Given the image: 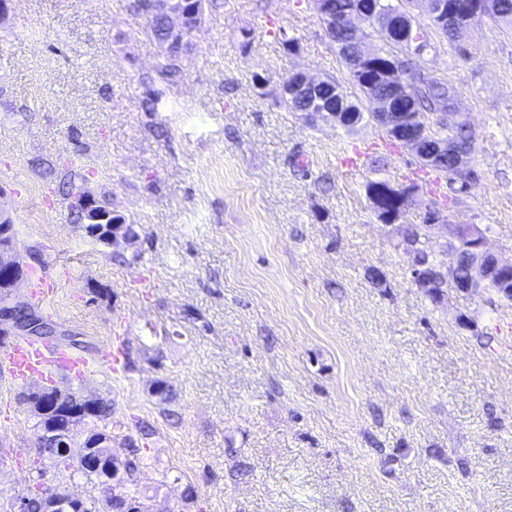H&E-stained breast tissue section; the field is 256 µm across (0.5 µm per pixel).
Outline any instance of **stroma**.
Here are the masks:
<instances>
[{"label": "stroma", "mask_w": 512, "mask_h": 512, "mask_svg": "<svg viewBox=\"0 0 512 512\" xmlns=\"http://www.w3.org/2000/svg\"><path fill=\"white\" fill-rule=\"evenodd\" d=\"M130 0H13L0 22V204L23 261L55 284L41 313L120 374L55 386L110 401L123 454L147 428L136 489L147 512H512V303L416 288L399 246L434 196L415 155L289 110L303 70L363 98L316 0H217L176 82ZM418 21L416 62L455 89L477 177L430 242L450 266L452 227H487L512 262V33L486 20L462 53ZM283 38L270 35V28ZM296 39L288 49L287 39ZM156 109L144 111L147 97ZM368 147L363 169L341 165ZM86 184L135 232L85 234L39 164ZM418 187L381 223L369 180ZM26 387L0 370V506L35 486L82 499L105 485L39 456Z\"/></svg>", "instance_id": "1"}]
</instances>
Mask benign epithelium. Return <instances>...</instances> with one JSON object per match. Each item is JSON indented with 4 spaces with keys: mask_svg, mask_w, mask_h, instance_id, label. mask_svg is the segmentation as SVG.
Listing matches in <instances>:
<instances>
[{
    "mask_svg": "<svg viewBox=\"0 0 512 512\" xmlns=\"http://www.w3.org/2000/svg\"><path fill=\"white\" fill-rule=\"evenodd\" d=\"M317 2L327 30L344 29L355 45L356 51L352 57L355 72L361 71L365 62L374 56L365 47L364 36L356 24L358 20L373 25L385 38L393 36L398 30L402 31V42L409 46L414 43L412 30L408 28V24L412 23L411 10L423 2L427 4L431 16L440 19L442 23H448L449 32L459 35L464 31V27L457 26L456 9L448 7L447 0H405V7L397 13L389 14L361 6H353L338 13L333 0ZM147 14L163 23V33L156 40L159 54L181 59L190 49V36L199 26L193 0H148ZM378 81L383 90L366 82L365 96L374 105L371 117L390 132L393 140L421 155L423 163L429 167L438 165L441 157L449 155L453 158V171H472L469 165L471 149L468 147L441 140L429 147V150H424L423 139L428 126L421 120L420 113L401 112L397 108L405 92L403 83L388 68L381 71ZM327 88L331 89V95H337L338 90L330 80L307 72H295L282 82L281 93L285 97L305 101V112L311 117L343 127H354L363 121L364 114L354 111L348 101L342 99L337 106L329 103V97L323 95ZM71 204L80 210L83 227L110 229L103 237L106 246L114 244L120 237L126 239L132 234L130 226L113 220L112 214L100 210L96 198L84 187L71 198ZM12 226L11 216L0 208V282L5 284V288L0 290V338L41 340L57 336L59 331L55 323L34 311L29 302L15 294V288L26 277V269L12 237ZM449 250L454 255V262L447 269L439 268L438 282L465 293H479L495 282L503 292L512 294V264L500 262L486 249L485 234L479 225H454ZM47 393L48 390L41 387L29 392L26 400L32 411L41 416L54 412L70 420L69 434L57 436L49 443L52 452L68 456L73 436L80 426V416L97 409L99 400L81 396L70 401L59 394L51 405L46 401Z\"/></svg>",
    "mask_w": 512,
    "mask_h": 512,
    "instance_id": "benign-epithelium-1",
    "label": "benign epithelium"
}]
</instances>
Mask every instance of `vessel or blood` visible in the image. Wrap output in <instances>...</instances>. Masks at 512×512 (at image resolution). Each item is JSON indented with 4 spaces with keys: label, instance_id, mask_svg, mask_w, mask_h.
Masks as SVG:
<instances>
[{
    "label": "vessel or blood",
    "instance_id": "1",
    "mask_svg": "<svg viewBox=\"0 0 512 512\" xmlns=\"http://www.w3.org/2000/svg\"><path fill=\"white\" fill-rule=\"evenodd\" d=\"M0 366L7 368L12 380L24 384L34 379H45L63 371L82 377L93 368L120 373L123 367L120 350H108L97 359H90L62 347L18 340L0 348Z\"/></svg>",
    "mask_w": 512,
    "mask_h": 512
}]
</instances>
